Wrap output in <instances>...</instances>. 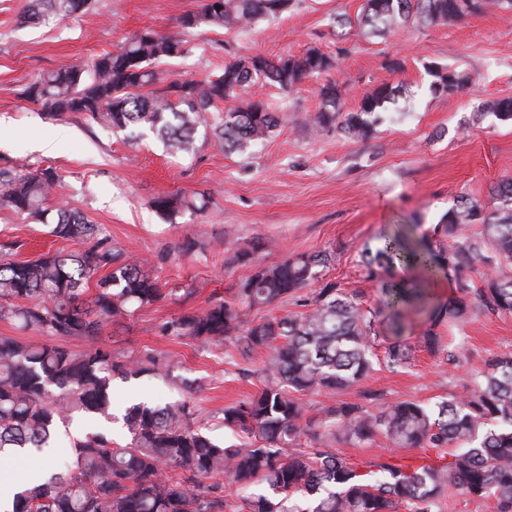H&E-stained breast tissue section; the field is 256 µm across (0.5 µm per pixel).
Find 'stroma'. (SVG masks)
<instances>
[{"label": "stroma", "mask_w": 512, "mask_h": 512, "mask_svg": "<svg viewBox=\"0 0 512 512\" xmlns=\"http://www.w3.org/2000/svg\"><path fill=\"white\" fill-rule=\"evenodd\" d=\"M363 0H293L279 19L226 32L202 29L190 35V52L160 65L165 81L202 79L220 73L231 59L255 53L301 54L315 46L336 66L328 75L305 79L284 93L258 81L247 98L270 102L279 126L246 155L228 154L215 139H197L193 154L174 156L150 136L139 139L74 114L57 120L25 98L40 74L120 47L136 31L162 34L179 29L178 17L201 0H92L79 16L39 25L21 23L28 0H0V170L23 174L50 168L60 176L54 199L97 225L98 240L146 261L166 291L105 328L99 343L121 355H173L169 375L113 378L115 413L140 400L158 403L191 398L196 417L225 445L242 443L225 429V407L255 395V376L267 352L242 356L234 341L205 344L170 336L164 327L185 308L235 300L255 267L300 253L328 251L333 262L319 273L376 309L383 281L395 271L367 279L361 266L364 245L381 246L382 235L405 227L428 237L442 215L463 195L487 198L490 186L512 177V121L487 112L488 102L512 98V12L490 7L447 24L410 25L384 37L349 27ZM438 65L465 75L467 84L450 94L434 92L427 72ZM341 85L346 108L378 84L398 86L395 102L373 136L354 140L336 132L315 133L308 118L319 107L326 80ZM65 138L62 150L32 149L37 140ZM209 194L204 210L180 207L161 214L158 196ZM196 242L185 249V236ZM271 241L268 249L258 248ZM13 258L33 259L57 250L82 252L85 239L59 241L49 227L0 203V247ZM249 251V262L236 261ZM429 321L410 316L404 333L413 359L392 373L378 368L361 390L337 399L356 402L361 392L379 403L412 400L433 403L462 391L473 370L493 355L512 350V315L479 314L461 329L441 328L460 344L463 363L445 375L446 353L421 345ZM75 421L61 432L51 457L33 454L10 462L13 477L27 470L64 466L73 439L85 430Z\"/></svg>", "instance_id": "1"}]
</instances>
